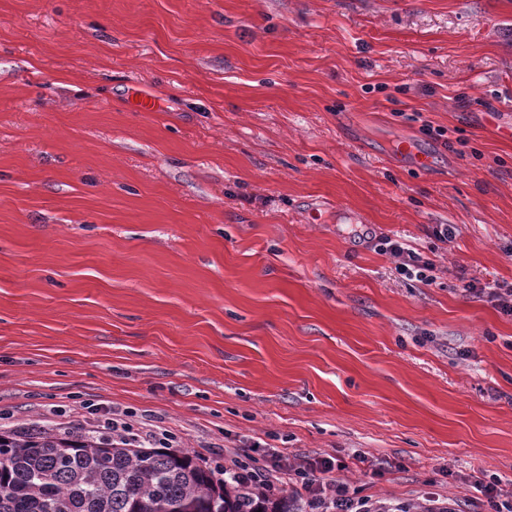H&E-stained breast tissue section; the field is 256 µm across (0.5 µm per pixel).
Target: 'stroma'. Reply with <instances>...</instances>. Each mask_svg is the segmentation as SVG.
<instances>
[{
  "mask_svg": "<svg viewBox=\"0 0 512 512\" xmlns=\"http://www.w3.org/2000/svg\"><path fill=\"white\" fill-rule=\"evenodd\" d=\"M471 281L512 284V0H0V430L111 438L93 403L469 500L512 486V316ZM380 247L384 253H389L397 259L395 269L406 277L416 278L425 284L433 283L431 272L434 267V261L417 252L410 244L404 240L385 238L381 241Z\"/></svg>",
  "mask_w": 512,
  "mask_h": 512,
  "instance_id": "obj_1",
  "label": "stroma"
}]
</instances>
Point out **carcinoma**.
<instances>
[{
    "label": "carcinoma",
    "mask_w": 512,
    "mask_h": 512,
    "mask_svg": "<svg viewBox=\"0 0 512 512\" xmlns=\"http://www.w3.org/2000/svg\"><path fill=\"white\" fill-rule=\"evenodd\" d=\"M0 512H299L288 494L221 479L194 453L50 429L0 432Z\"/></svg>",
    "instance_id": "cac0c4a2"
}]
</instances>
